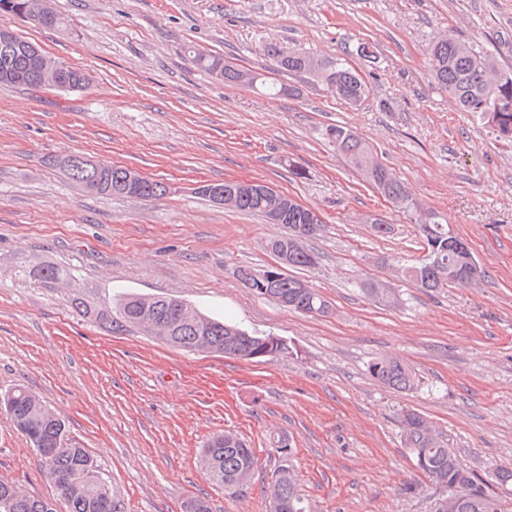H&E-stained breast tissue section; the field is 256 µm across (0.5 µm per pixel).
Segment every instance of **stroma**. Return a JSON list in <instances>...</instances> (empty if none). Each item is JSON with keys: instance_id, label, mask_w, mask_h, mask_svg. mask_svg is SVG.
Here are the masks:
<instances>
[{"instance_id": "1", "label": "stroma", "mask_w": 512, "mask_h": 512, "mask_svg": "<svg viewBox=\"0 0 512 512\" xmlns=\"http://www.w3.org/2000/svg\"><path fill=\"white\" fill-rule=\"evenodd\" d=\"M69 22L45 30L1 15L50 56L84 69L87 88L0 86V397L22 386L96 459L124 512H269L287 463L307 512H435L400 416H424L464 468L512 512V142L459 111L432 80L426 51L453 36L512 69V0H51ZM277 43L346 59L365 80L356 106L309 74L275 73L296 93L270 99L197 68L192 54L265 72ZM355 131L424 208L447 218L486 271L473 288L431 292L398 277L426 251L416 224L322 136ZM82 153L170 186L156 200L94 193L47 165ZM224 180L262 181L322 219L307 240L317 266L292 276L330 304L325 316L257 296L242 267L274 264L280 224L203 199ZM391 225L379 236L374 219ZM73 270L77 290L181 299L285 339L291 352L245 361L113 333L71 308L67 291L16 277L18 265ZM394 288L383 306L360 289ZM393 355L416 385L373 378ZM231 432L253 449L240 494L212 483L200 450ZM291 449L279 460L275 447ZM0 480L57 500L39 454L0 410Z\"/></svg>"}]
</instances>
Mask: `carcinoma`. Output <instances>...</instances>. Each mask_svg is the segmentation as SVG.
Returning a JSON list of instances; mask_svg holds the SVG:
<instances>
[{"instance_id": "carcinoma-1", "label": "carcinoma", "mask_w": 512, "mask_h": 512, "mask_svg": "<svg viewBox=\"0 0 512 512\" xmlns=\"http://www.w3.org/2000/svg\"><path fill=\"white\" fill-rule=\"evenodd\" d=\"M0 13L25 15L36 26L55 29L63 25L60 15L38 0H0ZM277 68L289 73H309L319 79L332 96L347 104L356 105L364 99L367 86L343 58L322 60L300 51L283 54L275 46L263 47ZM431 76L437 84L448 89L457 107L480 118L495 114L492 123L499 136L512 141V72L500 71L494 56L478 51L452 36L436 41L428 52ZM192 63L228 85H247L267 96L288 95L291 89L269 86L260 73L240 69L212 55L195 53ZM21 58L0 55V85L34 88L27 80H18ZM323 135L347 162L365 175L369 183L386 198L413 216L427 250L426 258L401 268V276L419 288L431 292L444 288H468L485 276L476 268L464 276V265L451 251L450 240L458 238L447 222L437 213L426 210L405 189L402 182L373 155L368 145L352 130L343 126H328ZM100 169L93 192L104 195H124L121 182L127 168L98 164ZM224 191L233 195L230 207L258 213L288 227L292 234L270 241L269 248L282 267H311L316 255L303 245V239L315 234L306 230L310 223V208L286 200V195L262 196L239 186L235 181L224 182ZM18 275L34 277L49 288L68 284L72 275L52 263L37 267H20ZM366 296L377 303L394 305L397 296L382 283L366 281L361 284ZM257 295L276 302L288 298L291 310L310 316L328 313L323 297L305 283L286 273L269 287V292ZM71 306L86 318L113 331L145 334L168 345H175L169 329L178 325L180 337L194 343L195 351L218 353L244 360H262L285 355L288 343L276 336L249 331L237 324L205 315L190 305L166 297H145L123 294L105 306H94L82 295L70 296ZM369 371L385 386L396 391H409L415 386L412 371L393 356L374 359ZM0 407L9 415L14 427L25 435L40 455L44 472L49 476L68 512H121L119 500L100 478L96 460L86 451L66 439L64 421L28 390L17 387L0 399ZM406 447L416 459L418 468L429 482L443 491V497L457 499L456 512H501L485 483L464 468L454 452L444 448L429 423L414 410L401 415ZM201 459L210 479L229 494L238 493L248 484L254 471L252 449L236 435L226 432L211 439L202 449ZM0 512H55L43 499L21 492L18 487L0 481ZM270 512H304L297 491V481L289 468L279 467L271 492Z\"/></svg>"}]
</instances>
